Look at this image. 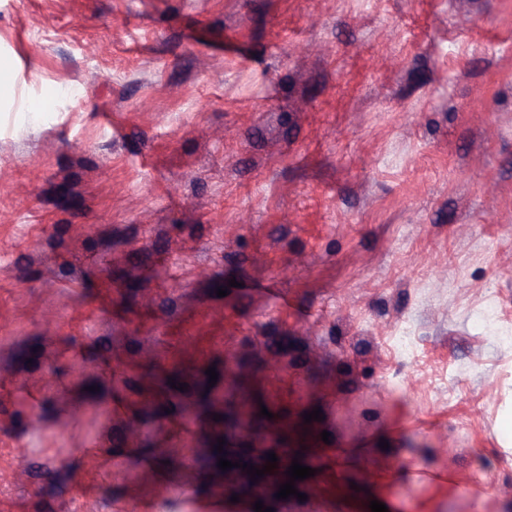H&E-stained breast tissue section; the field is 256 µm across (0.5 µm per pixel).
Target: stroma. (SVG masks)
Listing matches in <instances>:
<instances>
[{"instance_id": "obj_1", "label": "stroma", "mask_w": 512, "mask_h": 512, "mask_svg": "<svg viewBox=\"0 0 512 512\" xmlns=\"http://www.w3.org/2000/svg\"><path fill=\"white\" fill-rule=\"evenodd\" d=\"M0 53V512H512V0H0ZM296 448L306 501L241 469Z\"/></svg>"}]
</instances>
